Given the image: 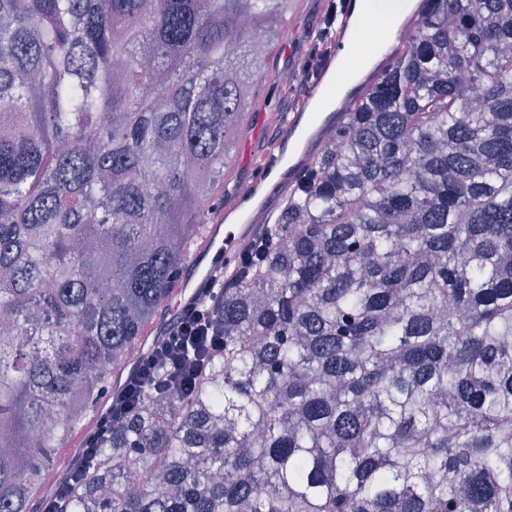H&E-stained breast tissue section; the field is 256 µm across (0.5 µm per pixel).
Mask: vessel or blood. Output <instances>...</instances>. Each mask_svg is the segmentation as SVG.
I'll return each instance as SVG.
<instances>
[{
	"label": "vessel or blood",
	"instance_id": "obj_1",
	"mask_svg": "<svg viewBox=\"0 0 512 512\" xmlns=\"http://www.w3.org/2000/svg\"><path fill=\"white\" fill-rule=\"evenodd\" d=\"M335 70V59H328L311 85L305 108L288 113L278 137L260 152L249 154L253 178L238 187L230 201L213 205L206 232L192 242L186 268L172 293L175 307L191 302L216 268L233 265L267 215L265 200L290 184L295 170L313 160L320 137L316 110Z\"/></svg>",
	"mask_w": 512,
	"mask_h": 512
}]
</instances>
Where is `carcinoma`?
Masks as SVG:
<instances>
[{"mask_svg":"<svg viewBox=\"0 0 512 512\" xmlns=\"http://www.w3.org/2000/svg\"><path fill=\"white\" fill-rule=\"evenodd\" d=\"M288 5L0 0V512H512V0H420L238 260L206 375L159 358L49 480L290 84Z\"/></svg>","mask_w":512,"mask_h":512,"instance_id":"cac0c4a2","label":"carcinoma"}]
</instances>
